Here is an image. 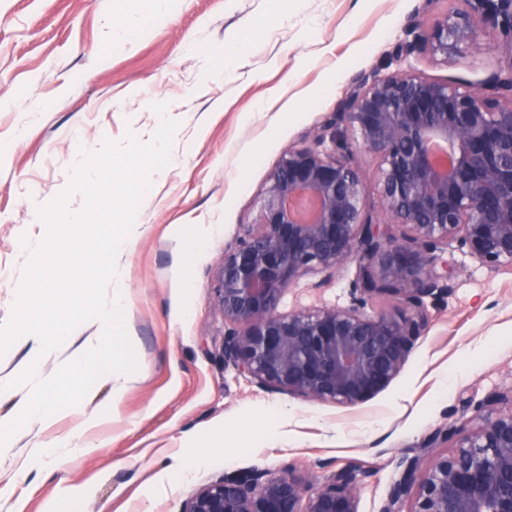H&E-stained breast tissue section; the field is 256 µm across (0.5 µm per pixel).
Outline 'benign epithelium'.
Masks as SVG:
<instances>
[{"mask_svg":"<svg viewBox=\"0 0 512 512\" xmlns=\"http://www.w3.org/2000/svg\"><path fill=\"white\" fill-rule=\"evenodd\" d=\"M405 46L452 60L481 49L480 29L503 45L482 89L430 79L409 67L362 73L338 121L288 147L270 175L257 228L224 255L217 301L224 363L257 383L317 401L355 405L398 375L428 324L424 298L456 274L444 259L457 243L482 265L512 266V0H460ZM376 160L383 218L365 209L353 149ZM360 270L358 287L410 312L395 318L348 307L288 315L282 294L300 277ZM474 427L437 431L409 460L382 512H512V389L489 396ZM456 439L452 455L433 454ZM182 512H358L357 475L322 483L290 468L251 469L201 487Z\"/></svg>","mask_w":512,"mask_h":512,"instance_id":"7a95c632","label":"benign epithelium"}]
</instances>
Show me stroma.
Masks as SVG:
<instances>
[{"label": "stroma", "mask_w": 512, "mask_h": 512, "mask_svg": "<svg viewBox=\"0 0 512 512\" xmlns=\"http://www.w3.org/2000/svg\"><path fill=\"white\" fill-rule=\"evenodd\" d=\"M455 0H0V322L8 323L31 249L46 236L39 207L68 194L82 152L127 133L151 141L167 102L179 123L171 161L152 176L121 257L125 323L138 368L121 391L109 381L49 424L13 436L17 462L0 464V512H182L202 485L259 468H293L319 483L361 471L358 512H381L407 460L440 428L470 424L495 392L512 389V267L490 269L457 246L446 290L427 297L426 330L398 376L368 401L344 406L271 389L225 365L229 328L215 288L226 252L257 222L270 174L289 146L335 117L356 76L413 67L478 85L501 50L444 62L397 57L410 19L430 25ZM200 235L198 252L179 238ZM356 264L332 280L300 277L279 313L349 306ZM88 320L38 364L52 377L89 336ZM17 340L0 355V418L31 384ZM100 412L93 427L86 415ZM276 427L264 440L268 427ZM69 437L88 453L20 469L35 444ZM209 453L186 478L164 479L172 456Z\"/></svg>", "instance_id": "stroma-1"}]
</instances>
